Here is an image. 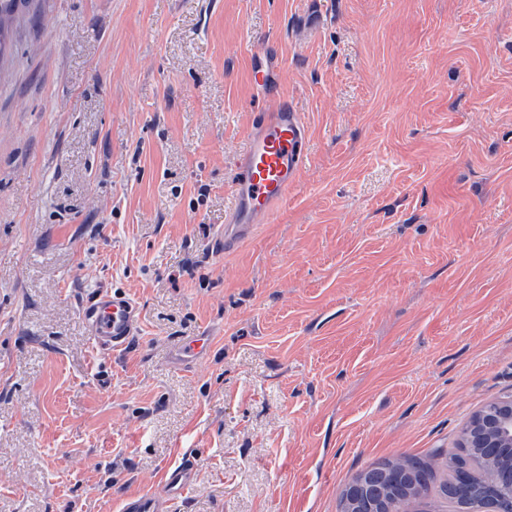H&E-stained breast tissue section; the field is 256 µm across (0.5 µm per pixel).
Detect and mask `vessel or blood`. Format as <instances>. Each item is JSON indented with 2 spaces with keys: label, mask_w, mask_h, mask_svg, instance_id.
<instances>
[{
  "label": "vessel or blood",
  "mask_w": 512,
  "mask_h": 512,
  "mask_svg": "<svg viewBox=\"0 0 512 512\" xmlns=\"http://www.w3.org/2000/svg\"><path fill=\"white\" fill-rule=\"evenodd\" d=\"M305 139V124L287 97L276 98L273 108L258 116L237 161L234 205L224 220V251L248 239L255 225L268 220L286 200L306 166ZM137 310L130 297L107 288L81 307L95 345L114 351L125 349L137 333ZM192 472L191 459L183 458L165 472L162 493L127 499L123 512H161L164 498L183 494L191 486Z\"/></svg>",
  "instance_id": "b4317fda"
}]
</instances>
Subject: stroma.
<instances>
[{"mask_svg":"<svg viewBox=\"0 0 512 512\" xmlns=\"http://www.w3.org/2000/svg\"><path fill=\"white\" fill-rule=\"evenodd\" d=\"M31 8L0 61V512H121L188 455L166 512H340L512 396V0ZM275 90L307 165L224 254ZM102 287L138 306L120 352L81 316Z\"/></svg>","mask_w":512,"mask_h":512,"instance_id":"stroma-1","label":"stroma"}]
</instances>
